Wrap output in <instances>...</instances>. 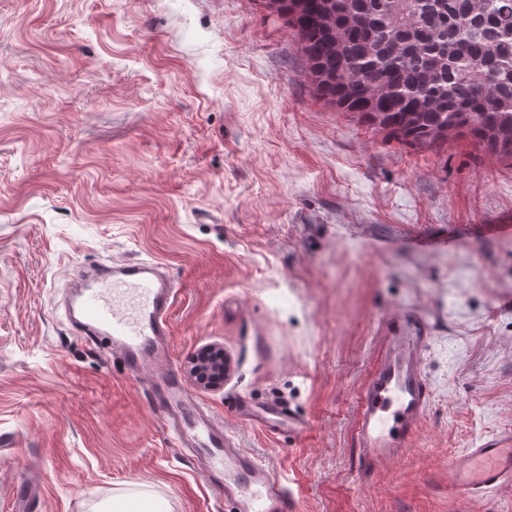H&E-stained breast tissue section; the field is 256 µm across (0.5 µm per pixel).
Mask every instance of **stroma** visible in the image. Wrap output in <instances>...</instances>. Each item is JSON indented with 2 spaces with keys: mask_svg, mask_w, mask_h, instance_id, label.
<instances>
[{
  "mask_svg": "<svg viewBox=\"0 0 512 512\" xmlns=\"http://www.w3.org/2000/svg\"><path fill=\"white\" fill-rule=\"evenodd\" d=\"M108 257L167 269L172 368L296 512H512V488L448 491L454 454L512 430V160L336 111L259 0H0V512H235L148 377L64 316ZM413 310L432 405L368 467L356 399ZM208 345L231 364L218 389L189 375ZM272 402L307 430L241 420ZM101 512H168L164 500L141 497L112 498V502L102 505Z\"/></svg>",
  "mask_w": 512,
  "mask_h": 512,
  "instance_id": "1",
  "label": "stroma"
}]
</instances>
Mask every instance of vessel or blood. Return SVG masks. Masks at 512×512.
I'll list each match as a JSON object with an SVG mask.
<instances>
[{"label": "vessel or blood", "instance_id": "b4317fda", "mask_svg": "<svg viewBox=\"0 0 512 512\" xmlns=\"http://www.w3.org/2000/svg\"><path fill=\"white\" fill-rule=\"evenodd\" d=\"M175 285L150 260H115L76 277L69 321L87 335L111 341L112 350L133 372L159 380L165 423L178 447L198 455L207 482H223L236 512H294V498L282 480L251 453L236 447L188 393L168 361V319ZM433 340L430 322L405 312L386 325L382 351L356 401L354 429L367 463L402 455L426 415L431 386L423 367ZM246 421L269 433L304 423L285 405L243 409ZM512 485V432L456 453L448 466V490L479 497Z\"/></svg>", "mask_w": 512, "mask_h": 512}]
</instances>
